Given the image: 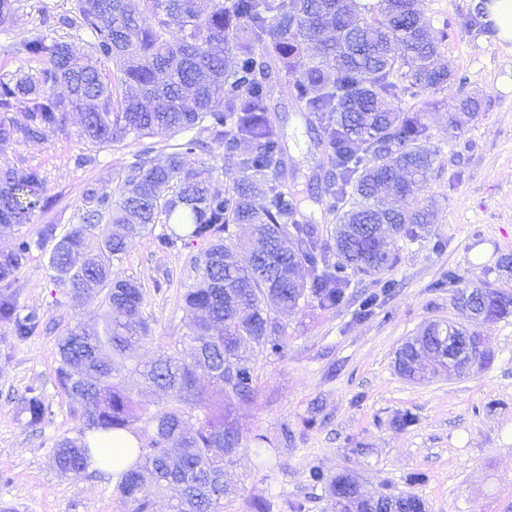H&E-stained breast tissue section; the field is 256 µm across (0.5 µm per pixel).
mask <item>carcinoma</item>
I'll return each mask as SVG.
<instances>
[{
  "instance_id": "obj_1",
  "label": "carcinoma",
  "mask_w": 512,
  "mask_h": 512,
  "mask_svg": "<svg viewBox=\"0 0 512 512\" xmlns=\"http://www.w3.org/2000/svg\"><path fill=\"white\" fill-rule=\"evenodd\" d=\"M209 2L204 13L198 0H75L73 15L57 23L89 33L91 54L43 35L18 48L41 64L36 75L21 69L0 74V112L24 114L21 123L0 120V142L43 141L69 113L82 112L88 141L109 145L130 136L143 143L118 199L89 187L83 223L60 236L56 225L46 224L37 240L18 236L0 252V324L20 342L37 335L44 318L19 307L11 283L44 241L56 240L49 264L59 285L87 299L103 296V331L76 322L56 342V380L80 405L79 437H62L51 451L60 472L79 476L89 466L87 433L128 431L138 421L151 427L149 451L114 486L134 512H148L145 471L156 488L177 491L173 512H222L224 499L236 492L229 466L245 447L229 405L249 400L256 382V355L243 351V343L279 354L285 335L279 314L307 294L335 306L350 276L390 270L396 241L422 237L434 218L417 199L434 165L422 146L423 113L452 84L459 95L448 110L449 127L464 125L480 108L465 92L469 78L439 62L448 33L432 28L418 0H377L371 15L358 0ZM106 62L112 68L102 67ZM282 81L315 115L318 140L332 153L334 172L323 184L336 221L330 242L283 187L285 152L270 108L271 89ZM114 83L125 88L116 99ZM58 86L67 95L56 94ZM201 124L224 146V163L238 172L224 193L211 187L212 164L186 163L197 140L177 144L163 160L144 143L160 130L178 135ZM43 189L39 168L0 166V228L30 223ZM161 222L181 229L157 236L158 248L180 242L204 248L183 296L191 322L188 354L176 349L130 368L142 385L166 395L142 416L117 372L151 328L140 284L113 268L129 240ZM242 224L251 228L245 241L234 231ZM239 249L249 253L248 263L236 259ZM472 289L482 295L469 319L512 315L511 292L488 284ZM470 332L464 325L429 324L396 352L398 373L422 381L485 367L493 359L486 350L448 361V338ZM199 370L216 382L220 401L201 398ZM20 405L26 426L41 428L47 414L42 391L28 387ZM309 478L329 488L334 512H427L412 492L372 500L348 474L329 478L312 469Z\"/></svg>"
}]
</instances>
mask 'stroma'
Listing matches in <instances>:
<instances>
[{"instance_id":"stroma-1","label":"stroma","mask_w":512,"mask_h":512,"mask_svg":"<svg viewBox=\"0 0 512 512\" xmlns=\"http://www.w3.org/2000/svg\"><path fill=\"white\" fill-rule=\"evenodd\" d=\"M486 0H419L431 25L448 32L441 53L449 67L469 76L480 100L478 115L458 129L448 125L455 94L438 93L439 105L426 112L424 146L435 157L420 197L433 203L430 232L416 241L398 240L397 262L385 274L354 277L343 301L320 307L306 297L283 316L287 336L281 354L256 360V390L233 403L232 417L248 440L235 460L237 495L224 512H329L330 497L309 479L311 468L327 476L348 472L364 495L413 492L429 512H512V316L476 324L494 354L491 364L464 378L436 377L423 383L403 378L395 368L401 343L432 321L462 322L454 297L457 284L489 281L512 290V51L498 43L491 23L462 28L459 17ZM74 0H19L8 32H0V73L32 69L21 41L43 33L44 12L67 14ZM288 156V190L321 237H330L335 219L321 197V181L332 170L327 147L319 142L313 115L286 87L271 100ZM83 115L69 113L61 130L41 142L0 143V166L40 168L45 208L36 210L22 234L37 237L47 224L66 230L86 211L88 185L119 192L140 149L132 139L99 147L82 135ZM201 142L186 161L212 163L213 186L230 190L235 170L224 169L223 148L203 127ZM163 224L133 239L119 276L137 281L145 317L153 332L136 351L149 362L180 347L189 333L183 295L194 283V260L201 244L162 250L156 245ZM49 248L34 250L12 288L21 308L43 312L47 331L20 343L0 326V506L14 512H131L112 493L107 474L82 477L58 472L51 449L62 436H75L74 405L56 386L54 347L67 324L103 328L102 299L71 296L54 281ZM378 294L373 314L360 313L362 299ZM42 387L47 406L41 429L26 427L20 397ZM412 425H395L397 416ZM425 474L422 483L411 475Z\"/></svg>"}]
</instances>
